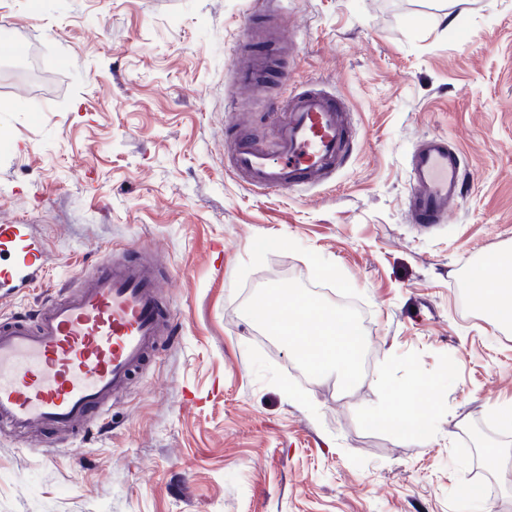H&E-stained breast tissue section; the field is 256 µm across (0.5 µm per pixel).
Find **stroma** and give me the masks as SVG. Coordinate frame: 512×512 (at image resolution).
<instances>
[{"mask_svg":"<svg viewBox=\"0 0 512 512\" xmlns=\"http://www.w3.org/2000/svg\"><path fill=\"white\" fill-rule=\"evenodd\" d=\"M0 0V224L21 221L50 261L34 308L126 248L161 260L179 326L111 413L59 448L0 434V512H512V332L467 307V271L512 247V0ZM267 93L233 80L246 20ZM50 80L4 76L10 36ZM316 85L355 131L329 183L254 192L227 168L224 130L271 140L276 106ZM446 136L464 185L446 223L410 221L416 143ZM259 236L274 252L236 286ZM358 293L370 367L350 391L307 377L245 316L262 285L311 282L304 250ZM417 393L429 432L369 416ZM497 464L478 454L483 443ZM478 489L477 499L466 493Z\"/></svg>","mask_w":512,"mask_h":512,"instance_id":"obj_1","label":"stroma"}]
</instances>
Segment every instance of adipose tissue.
<instances>
[{
    "instance_id": "ef3b65f1",
    "label": "adipose tissue",
    "mask_w": 512,
    "mask_h": 512,
    "mask_svg": "<svg viewBox=\"0 0 512 512\" xmlns=\"http://www.w3.org/2000/svg\"><path fill=\"white\" fill-rule=\"evenodd\" d=\"M474 284L471 296L479 309L497 325L512 327V249L489 253L470 274ZM409 390L395 393V405L379 408L371 419L401 432L415 428L419 433L429 429L427 420L415 412L408 397Z\"/></svg>"
}]
</instances>
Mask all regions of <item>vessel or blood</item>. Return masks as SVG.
<instances>
[{
    "label": "vessel or blood",
    "instance_id": "b4317fda",
    "mask_svg": "<svg viewBox=\"0 0 512 512\" xmlns=\"http://www.w3.org/2000/svg\"><path fill=\"white\" fill-rule=\"evenodd\" d=\"M274 149L243 129L225 137L231 170L261 192L315 186L345 163L352 126L344 104L318 88L290 92ZM462 159L448 139H423L411 157L408 194L413 223L441 224L461 194ZM0 299L37 287L45 247L28 225L0 224ZM163 309L159 275L144 257L107 258L68 281L28 314L0 320V430L48 431L46 447L63 446L106 414L161 337L174 335Z\"/></svg>",
    "mask_w": 512,
    "mask_h": 512
}]
</instances>
